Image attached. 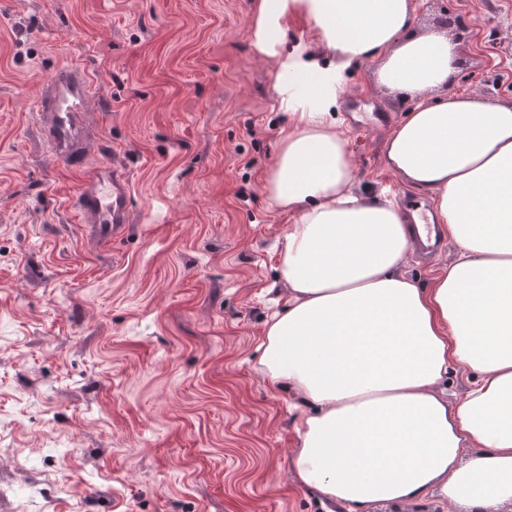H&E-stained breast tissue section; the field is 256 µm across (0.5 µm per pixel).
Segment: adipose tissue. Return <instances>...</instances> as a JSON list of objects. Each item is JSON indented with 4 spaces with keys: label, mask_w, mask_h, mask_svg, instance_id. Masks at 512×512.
I'll use <instances>...</instances> for the list:
<instances>
[{
    "label": "adipose tissue",
    "mask_w": 512,
    "mask_h": 512,
    "mask_svg": "<svg viewBox=\"0 0 512 512\" xmlns=\"http://www.w3.org/2000/svg\"><path fill=\"white\" fill-rule=\"evenodd\" d=\"M416 0H256L251 34L273 57L290 128L264 176L294 216L279 253L281 310L257 371L298 400L297 484L342 512L431 497L451 512L512 506V103L451 93L459 44L415 32ZM305 18L312 47L279 55L282 22ZM415 102L385 143L386 168L429 192L456 252L421 286L404 268L412 230L386 191L351 188L336 128L347 69ZM444 94L431 98L430 93ZM471 379L456 403L453 368Z\"/></svg>",
    "instance_id": "1"
}]
</instances>
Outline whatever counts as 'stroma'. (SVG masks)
<instances>
[{"label": "stroma", "mask_w": 512, "mask_h": 512, "mask_svg": "<svg viewBox=\"0 0 512 512\" xmlns=\"http://www.w3.org/2000/svg\"><path fill=\"white\" fill-rule=\"evenodd\" d=\"M460 45L451 91L512 102V0H417ZM254 0H0V512H327L296 484V415L255 371L294 219L264 187L285 132ZM449 16L463 27H444ZM97 90L84 163L34 120L54 71ZM352 66L336 121L355 191L431 197L384 165L414 102ZM114 163L131 221L111 237L72 197Z\"/></svg>", "instance_id": "35a3bbf8"}]
</instances>
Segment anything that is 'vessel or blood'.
I'll list each match as a JSON object with an SVG mask.
<instances>
[{"label":"vessel or blood","mask_w":512,"mask_h":512,"mask_svg":"<svg viewBox=\"0 0 512 512\" xmlns=\"http://www.w3.org/2000/svg\"><path fill=\"white\" fill-rule=\"evenodd\" d=\"M94 94L87 68L80 62L62 64L45 88L38 109L51 115L46 136L57 157H75L74 146L83 136L80 116L88 111ZM73 206L82 223L96 225L101 235H109L114 225L130 221L127 177L116 166L95 165L75 193Z\"/></svg>","instance_id":"vessel-or-blood-1"}]
</instances>
